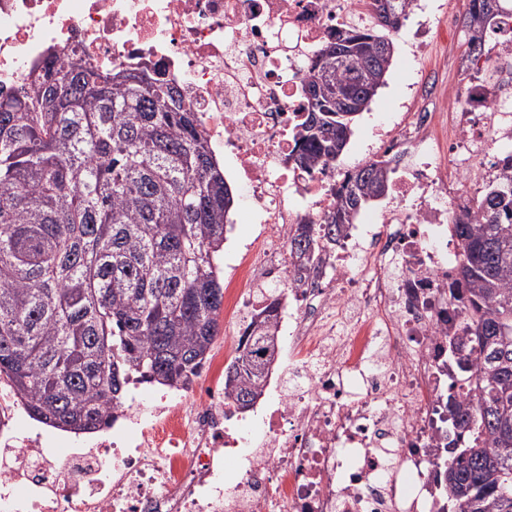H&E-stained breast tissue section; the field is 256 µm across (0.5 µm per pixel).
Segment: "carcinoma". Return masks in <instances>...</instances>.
Wrapping results in <instances>:
<instances>
[{"label":"carcinoma","mask_w":512,"mask_h":512,"mask_svg":"<svg viewBox=\"0 0 512 512\" xmlns=\"http://www.w3.org/2000/svg\"><path fill=\"white\" fill-rule=\"evenodd\" d=\"M414 0H369L370 27L336 31L304 85L295 164H330L392 65L389 33ZM505 0H468L464 59L487 54ZM388 167L345 174L321 224H299L287 252L319 267L373 198ZM234 204L196 113L147 62L100 68L53 54L0 96V376L37 421L90 432L113 422L134 381L188 387L218 335V258ZM462 335H448L459 392L448 394L443 512H512V175L455 217ZM279 299L248 323L224 393L252 406L276 364Z\"/></svg>","instance_id":"carcinoma-1"}]
</instances>
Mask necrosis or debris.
Returning a JSON list of instances; mask_svg holds the SVG:
<instances>
[{"label": "necrosis or debris", "mask_w": 512, "mask_h": 512, "mask_svg": "<svg viewBox=\"0 0 512 512\" xmlns=\"http://www.w3.org/2000/svg\"><path fill=\"white\" fill-rule=\"evenodd\" d=\"M366 22L352 0H0V93L50 51L159 64L212 146L232 154L265 226L224 289L240 329L265 308L264 286L288 275L282 247L295 226L336 203L335 167L292 159L303 86L322 45ZM459 94L456 191L435 178L433 113L383 138L399 206L344 227L319 270L290 284L278 322L289 378L264 382L258 427L233 420L220 349L197 385L155 395L146 412L123 407L124 430L103 429L87 448L27 425L0 383V512H440L447 333L461 329L448 214L475 196L470 159L502 179L512 142V86L470 80Z\"/></svg>", "instance_id": "1"}]
</instances>
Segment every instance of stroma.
I'll return each instance as SVG.
<instances>
[{"label":"stroma","mask_w":512,"mask_h":512,"mask_svg":"<svg viewBox=\"0 0 512 512\" xmlns=\"http://www.w3.org/2000/svg\"><path fill=\"white\" fill-rule=\"evenodd\" d=\"M467 0H419V7L393 34V61L385 84L378 90L368 109L359 114L352 135L336 163L337 174H345L380 153L375 129L396 135L408 125L414 113L439 114L434 135L445 143L455 134L453 121H442V114L461 111L460 103L449 101L462 76L459 64L464 52L465 35L461 25H449V17H462ZM234 221L224 243L220 259L221 277L230 280L236 256L253 240L258 227L244 201L241 189H234Z\"/></svg>","instance_id":"obj_1"}]
</instances>
